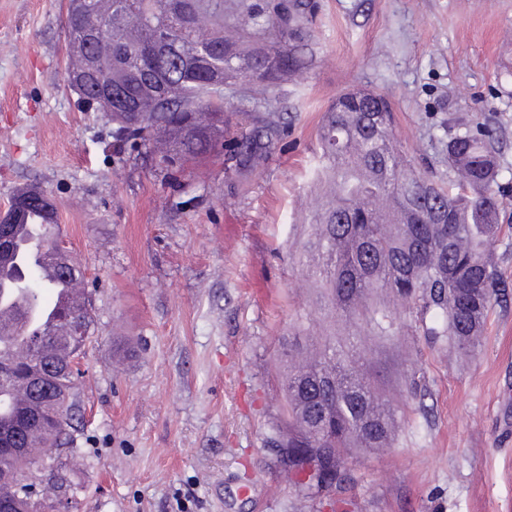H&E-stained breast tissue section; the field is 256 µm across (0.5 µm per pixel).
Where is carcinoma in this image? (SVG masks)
<instances>
[{"mask_svg": "<svg viewBox=\"0 0 512 512\" xmlns=\"http://www.w3.org/2000/svg\"><path fill=\"white\" fill-rule=\"evenodd\" d=\"M181 3L206 19L207 28L193 27L174 15ZM313 14L310 0H289L271 6L260 0H97L93 14L79 16L66 28L71 64L83 65L84 30L98 27L94 45L98 74L138 106L137 113H112V140L118 160L125 151L144 158L156 152L165 126L182 120L184 112H210L204 128L174 130L150 172L164 183L177 180L191 160L224 153V171L254 169L264 163L288 123L275 112L255 120L238 133L224 112V91L215 84L239 76L272 91L305 63L295 45ZM168 40L157 49L153 73L143 71V46L159 29ZM181 51V67L165 60L170 49ZM395 113L390 102L370 89L354 87L332 102L320 133V155L313 181L328 189L329 200L314 213L300 240L304 251L324 262L314 272L315 287L332 311L364 326L371 336L399 335L402 326L434 340L446 338L457 350L475 346L486 322L499 280L490 252L500 233L501 168L497 139L486 123L448 127L444 152L448 182L417 170L399 149ZM32 191L19 188L10 196L7 215L13 244L9 259L0 260V279L20 283L22 303L12 322L0 319V343L30 351L45 346L49 329L27 327L30 303L48 302L53 285L26 257L18 238L19 220L39 213L58 223L57 209L43 204L17 207L15 200ZM401 302V324L391 301ZM61 342L68 343L71 323L94 324L92 304L79 303L60 313ZM296 338L280 339L282 402L268 442L300 490L330 497L352 481L350 452L354 448H385L395 414L379 396L374 382L353 356L325 341L305 363L297 361ZM59 374L55 386L40 398L31 397L40 412L18 407L11 387L25 383L26 359H15L14 377L0 381V467L22 476L39 454L17 455L26 433L38 423L42 438L67 444L73 400L66 396L81 369L70 367L69 354L51 353Z\"/></svg>", "mask_w": 512, "mask_h": 512, "instance_id": "1", "label": "carcinoma"}]
</instances>
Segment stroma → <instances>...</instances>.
I'll return each mask as SVG.
<instances>
[{
    "label": "stroma",
    "mask_w": 512,
    "mask_h": 512,
    "mask_svg": "<svg viewBox=\"0 0 512 512\" xmlns=\"http://www.w3.org/2000/svg\"><path fill=\"white\" fill-rule=\"evenodd\" d=\"M315 3L306 68L270 92L224 89L287 122L268 161L241 177L192 162L170 187L143 159L116 161L110 123L68 87L65 0H0V211L26 185L54 199L93 305L45 512H322L265 440L279 337L344 330L308 276L316 256L296 246L336 94L386 95L402 148L436 177L448 126L490 123L512 197V0ZM500 224V290L472 354L407 327L371 341L363 365L398 429L353 458L337 512H512V205Z\"/></svg>",
    "instance_id": "obj_1"
}]
</instances>
